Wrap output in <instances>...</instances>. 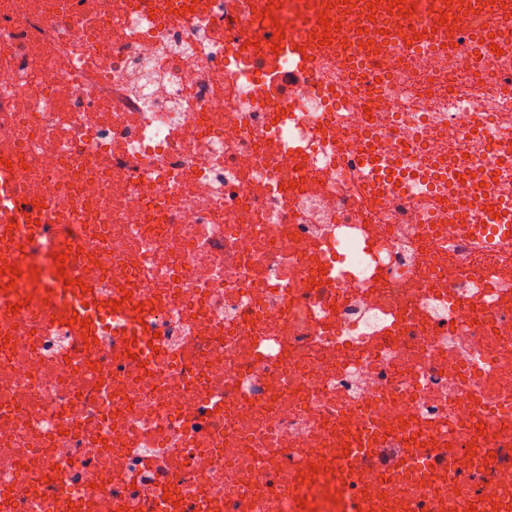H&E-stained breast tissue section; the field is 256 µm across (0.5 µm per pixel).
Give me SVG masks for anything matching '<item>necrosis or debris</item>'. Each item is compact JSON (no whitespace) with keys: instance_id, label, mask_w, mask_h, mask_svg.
<instances>
[{"instance_id":"obj_1","label":"necrosis or debris","mask_w":512,"mask_h":512,"mask_svg":"<svg viewBox=\"0 0 512 512\" xmlns=\"http://www.w3.org/2000/svg\"><path fill=\"white\" fill-rule=\"evenodd\" d=\"M0 0V512H512V25L275 56L251 0ZM375 150L385 195L362 176ZM494 179L468 189L472 167ZM67 255L115 336L43 284ZM388 448L387 463L359 448ZM7 205L11 206L12 210L23 215L27 221L31 220V223L29 224H35V220H39V224H41L40 219L42 208H35L34 204L19 197L17 192L9 191V189L5 187L4 193L0 194V207L4 208Z\"/></svg>"}]
</instances>
